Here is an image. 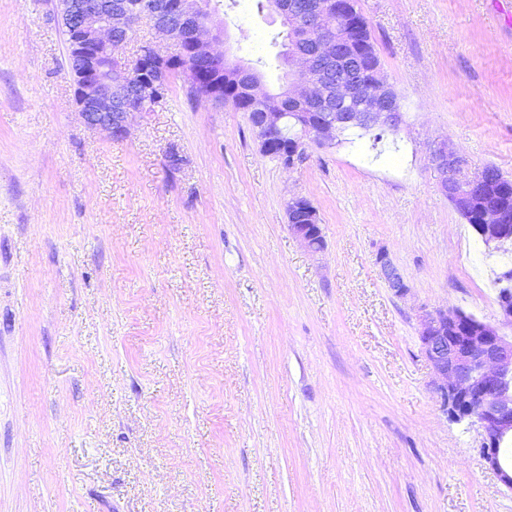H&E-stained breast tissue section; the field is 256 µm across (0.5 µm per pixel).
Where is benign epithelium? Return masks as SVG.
Instances as JSON below:
<instances>
[{"mask_svg":"<svg viewBox=\"0 0 512 512\" xmlns=\"http://www.w3.org/2000/svg\"><path fill=\"white\" fill-rule=\"evenodd\" d=\"M271 10L288 28V40L295 42L287 57L282 96L288 112L266 111L271 93L251 65L213 52L211 42L224 29L214 22L209 0H142L137 8L130 0H55L56 19L69 36L75 99L84 125L107 131L114 140L126 139L129 118L151 112L163 101L173 62H184L178 72L195 91L199 84L190 66L204 61L216 72L210 74L213 82L202 96L222 104L224 79L217 75L228 72L245 79L243 92L252 109L248 117L261 150L288 168L299 163L311 142H331L348 130H398L403 112L396 92L379 69L364 72L347 31L326 29L329 15L342 11L339 0H276ZM144 17L174 40L179 52L171 61L151 44L141 47L136 57L140 76L132 82L127 77L131 61L117 52ZM431 156L441 175V191L453 203L477 209L476 229L488 244H506L502 232L512 223V213L483 201L492 170L485 167L461 180L462 160L447 146L434 145ZM287 214L289 231L308 250H321V227L310 205L293 197ZM380 263L389 287L400 294L406 291L396 268L383 257ZM497 306L494 321L468 320L461 310L426 312L420 318L419 338L443 412L451 422L481 430L482 459L512 491V335L505 332L512 330V292L501 293Z\"/></svg>","mask_w":512,"mask_h":512,"instance_id":"7a95c632","label":"benign epithelium"}]
</instances>
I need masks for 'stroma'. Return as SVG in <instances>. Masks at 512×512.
I'll return each instance as SVG.
<instances>
[{"mask_svg": "<svg viewBox=\"0 0 512 512\" xmlns=\"http://www.w3.org/2000/svg\"><path fill=\"white\" fill-rule=\"evenodd\" d=\"M217 6L215 50L278 91L279 18ZM357 9L404 122L288 169L179 73L126 140L85 128L50 0H0V512H512L418 332L494 319L512 268L430 157L512 179V0ZM300 200L309 201L304 197H293L287 203L288 229L310 251L317 252L322 248L320 243L321 227L318 218L312 224L315 216L309 204L296 205Z\"/></svg>", "mask_w": 512, "mask_h": 512, "instance_id": "stroma-1", "label": "stroma"}]
</instances>
